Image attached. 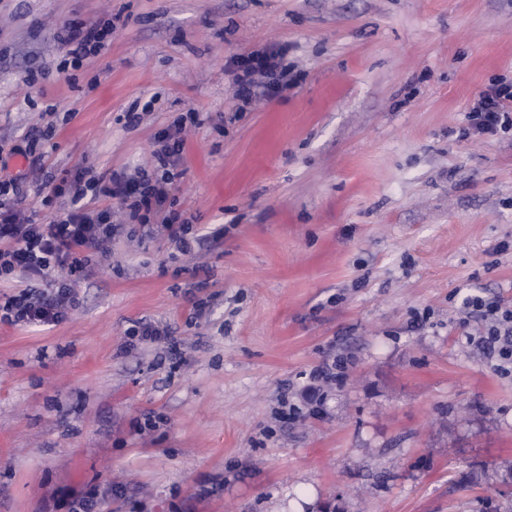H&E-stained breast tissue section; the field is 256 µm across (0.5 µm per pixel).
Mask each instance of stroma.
Returning a JSON list of instances; mask_svg holds the SVG:
<instances>
[{
	"mask_svg": "<svg viewBox=\"0 0 512 512\" xmlns=\"http://www.w3.org/2000/svg\"><path fill=\"white\" fill-rule=\"evenodd\" d=\"M115 14L61 70L56 28ZM274 45L296 85L241 104L230 60ZM500 78L512 0H0V141L50 126L56 177L133 174L196 113L172 195L200 238L113 205L68 317L0 323V512L92 488L99 512H512V375L462 313L512 306V126L468 131ZM51 192L24 184L34 223L67 207ZM139 321L181 358L131 343ZM334 367V368H333ZM336 360L331 366L326 365L325 368L319 369L318 372L311 373L310 377L317 386H309L306 388L304 398L311 405L312 412L319 414L323 410L327 394L324 392L323 384L330 385L336 378Z\"/></svg>",
	"mask_w": 512,
	"mask_h": 512,
	"instance_id": "1",
	"label": "stroma"
}]
</instances>
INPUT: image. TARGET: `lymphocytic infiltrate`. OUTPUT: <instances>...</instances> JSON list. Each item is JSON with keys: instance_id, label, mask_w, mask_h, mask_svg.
I'll use <instances>...</instances> for the list:
<instances>
[{"instance_id": "f902f5d3", "label": "lymphocytic infiltrate", "mask_w": 512, "mask_h": 512, "mask_svg": "<svg viewBox=\"0 0 512 512\" xmlns=\"http://www.w3.org/2000/svg\"><path fill=\"white\" fill-rule=\"evenodd\" d=\"M114 28V21L109 19L69 22L57 30L54 39L64 52L66 64L76 69L110 44ZM284 53L280 47L236 57L231 72L237 94H257L270 100L293 86L296 78L282 62ZM511 116L512 83L500 80L481 95L468 121L475 134L492 135ZM184 124V119H177L159 134L161 147L153 157L162 171L160 178L150 179L143 171L133 175L116 173L108 179L78 173L69 185H56L57 195H70L71 205L46 224L33 223L14 203L21 195L27 172L0 177V278L19 272L33 283L32 289L0 302L1 323L55 325L73 309L72 284L50 282L51 272L65 264L72 272L82 271V263L74 258L76 251L106 249L117 231L110 211L88 210L84 198L117 201L131 223L159 228L182 252H190L189 220L173 209L169 200L171 185L180 176ZM44 282L49 283V291H38V284ZM464 306L484 322L473 344L496 357L501 365H511L512 309L478 295L467 297Z\"/></svg>"}]
</instances>
